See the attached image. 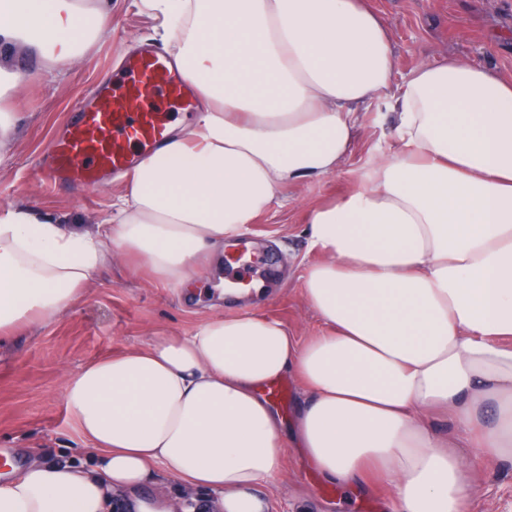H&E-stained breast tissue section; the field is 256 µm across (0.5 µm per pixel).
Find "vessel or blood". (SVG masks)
<instances>
[{"label": "vessel or blood", "instance_id": "vessel-or-blood-1", "mask_svg": "<svg viewBox=\"0 0 512 512\" xmlns=\"http://www.w3.org/2000/svg\"><path fill=\"white\" fill-rule=\"evenodd\" d=\"M126 67L122 81L99 85L92 103L79 106L66 135L46 146L38 172L50 188L103 184L166 142L169 115L147 108L146 102L158 92L187 100L181 72L148 49L131 55Z\"/></svg>", "mask_w": 512, "mask_h": 512}]
</instances>
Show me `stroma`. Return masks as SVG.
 Wrapping results in <instances>:
<instances>
[{"label":"stroma","instance_id":"1","mask_svg":"<svg viewBox=\"0 0 512 512\" xmlns=\"http://www.w3.org/2000/svg\"><path fill=\"white\" fill-rule=\"evenodd\" d=\"M387 21L396 61L394 84L424 63L454 58L512 79V0H368ZM161 20L142 0H120L112 22L73 64L53 62L23 45L14 61L25 75L17 88L0 94V114L13 125L0 152V208L23 207L66 224L95 226L112 210L119 181L94 188L60 186L45 194L36 176L41 151L61 135L76 108L102 81L119 80L121 59L147 43L173 55L174 43L160 38ZM357 134L339 171L287 186L241 240L249 251L274 257L260 284L257 312L285 323L299 339L323 327L302 293L309 212L359 186L367 169L394 145L391 114L378 102L356 109ZM232 265L210 273L193 299L179 288L153 280L136 260L116 261L90 280L83 298L53 319L18 331L0 346V462L11 461L9 476L31 460L46 464L88 462L86 442L63 398L64 376L114 352L145 347L157 331L190 335L202 322L238 314V305L216 301L224 280L238 277ZM270 512H384L389 491L362 496L323 479L297 450L289 449L283 474L261 486ZM467 512H512V465L477 468Z\"/></svg>","mask_w":512,"mask_h":512}]
</instances>
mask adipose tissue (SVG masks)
Segmentation results:
<instances>
[{
  "label": "adipose tissue",
  "instance_id": "adipose-tissue-1",
  "mask_svg": "<svg viewBox=\"0 0 512 512\" xmlns=\"http://www.w3.org/2000/svg\"><path fill=\"white\" fill-rule=\"evenodd\" d=\"M143 2L180 44L196 120L123 174L96 229L0 210V344L118 258L192 289L284 186L337 173L357 105L391 109L396 148L308 216L321 335L251 313L243 288L237 315L90 361L63 396L94 463L32 461L0 485V512H109L120 495L175 512L143 493L159 469L214 512H266L257 489L291 445L330 483L392 490L390 512H465L471 459L512 462V80L449 59L393 86L389 28L365 0ZM111 19L112 0H0V84L22 77L15 45L71 64ZM286 375L303 393L288 424L262 394Z\"/></svg>",
  "mask_w": 512,
  "mask_h": 512
}]
</instances>
